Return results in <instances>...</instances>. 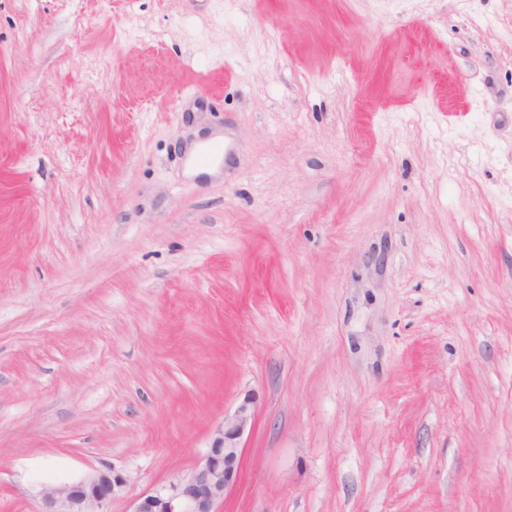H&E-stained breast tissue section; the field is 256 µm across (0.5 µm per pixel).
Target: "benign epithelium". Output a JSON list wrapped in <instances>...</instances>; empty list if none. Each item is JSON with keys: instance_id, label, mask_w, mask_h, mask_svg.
I'll return each instance as SVG.
<instances>
[{"instance_id": "benign-epithelium-1", "label": "benign epithelium", "mask_w": 512, "mask_h": 512, "mask_svg": "<svg viewBox=\"0 0 512 512\" xmlns=\"http://www.w3.org/2000/svg\"><path fill=\"white\" fill-rule=\"evenodd\" d=\"M252 402L243 400L214 431L201 462L185 476L158 483L132 501L130 512H219L227 491L237 482L245 432L252 428ZM128 477L106 467L67 483H50L41 491L40 512H111L112 500L127 494Z\"/></svg>"}]
</instances>
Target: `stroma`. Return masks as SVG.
<instances>
[{
    "instance_id": "obj_1",
    "label": "stroma",
    "mask_w": 512,
    "mask_h": 512,
    "mask_svg": "<svg viewBox=\"0 0 512 512\" xmlns=\"http://www.w3.org/2000/svg\"><path fill=\"white\" fill-rule=\"evenodd\" d=\"M247 398L221 512H512V0H0V512Z\"/></svg>"
}]
</instances>
